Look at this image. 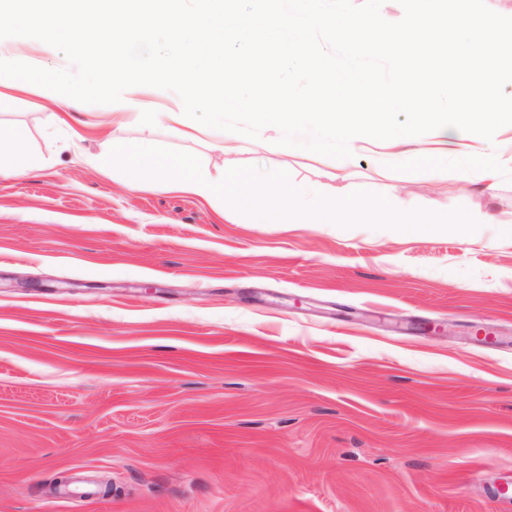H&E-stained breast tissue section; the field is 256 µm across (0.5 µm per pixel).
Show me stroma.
Returning <instances> with one entry per match:
<instances>
[{"instance_id":"stroma-1","label":"stroma","mask_w":512,"mask_h":512,"mask_svg":"<svg viewBox=\"0 0 512 512\" xmlns=\"http://www.w3.org/2000/svg\"><path fill=\"white\" fill-rule=\"evenodd\" d=\"M49 94L0 99L43 160L0 174V512H506L512 181L347 158L348 192L492 213L468 242L364 224H230L87 164L143 138L320 185L331 157L226 153ZM111 483L75 503L61 474Z\"/></svg>"}]
</instances>
